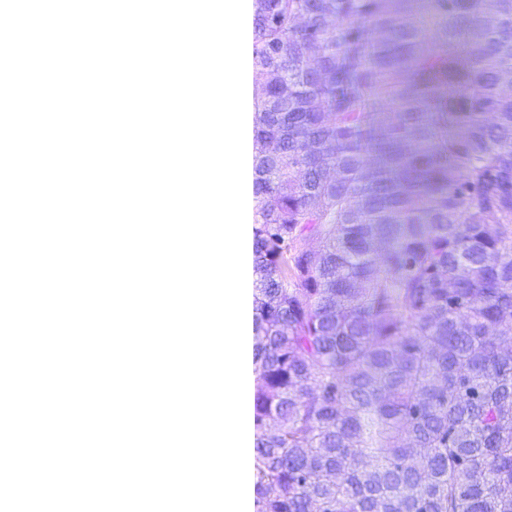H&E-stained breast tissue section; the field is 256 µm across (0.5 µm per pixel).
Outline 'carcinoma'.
<instances>
[{"instance_id":"obj_1","label":"carcinoma","mask_w":512,"mask_h":512,"mask_svg":"<svg viewBox=\"0 0 512 512\" xmlns=\"http://www.w3.org/2000/svg\"><path fill=\"white\" fill-rule=\"evenodd\" d=\"M255 2L258 512H512V0Z\"/></svg>"}]
</instances>
